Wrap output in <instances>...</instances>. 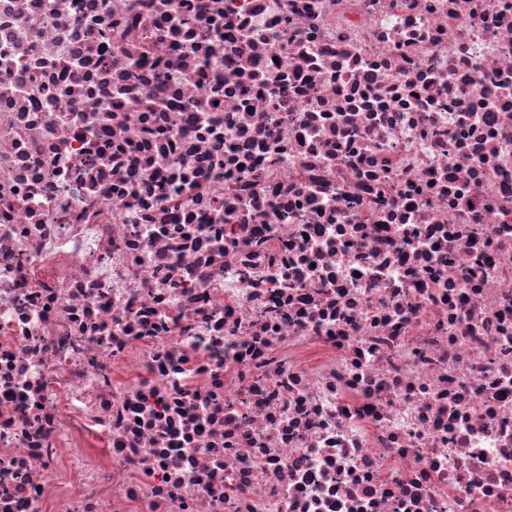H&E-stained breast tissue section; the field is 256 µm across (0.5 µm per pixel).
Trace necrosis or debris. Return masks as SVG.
<instances>
[{"label":"necrosis or debris","mask_w":512,"mask_h":512,"mask_svg":"<svg viewBox=\"0 0 512 512\" xmlns=\"http://www.w3.org/2000/svg\"><path fill=\"white\" fill-rule=\"evenodd\" d=\"M0 512H512V0H0Z\"/></svg>","instance_id":"necrosis-or-debris-1"}]
</instances>
